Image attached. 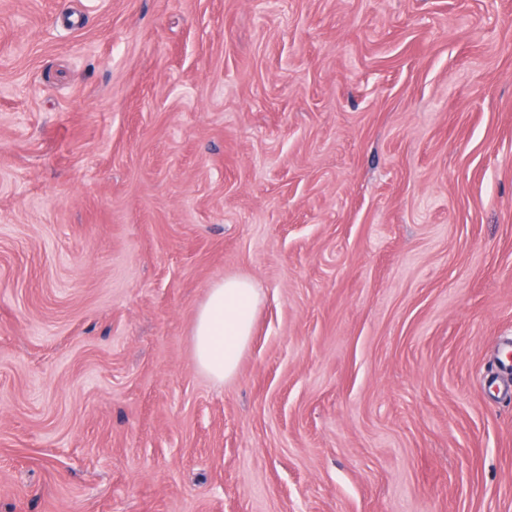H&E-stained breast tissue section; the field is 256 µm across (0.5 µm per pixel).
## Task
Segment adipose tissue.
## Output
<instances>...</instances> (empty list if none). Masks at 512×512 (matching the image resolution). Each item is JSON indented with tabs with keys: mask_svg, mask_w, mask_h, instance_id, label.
<instances>
[{
	"mask_svg": "<svg viewBox=\"0 0 512 512\" xmlns=\"http://www.w3.org/2000/svg\"><path fill=\"white\" fill-rule=\"evenodd\" d=\"M260 304L259 289L245 277H227L209 289L191 332L193 359L202 373L218 382L235 377Z\"/></svg>",
	"mask_w": 512,
	"mask_h": 512,
	"instance_id": "1",
	"label": "adipose tissue"
}]
</instances>
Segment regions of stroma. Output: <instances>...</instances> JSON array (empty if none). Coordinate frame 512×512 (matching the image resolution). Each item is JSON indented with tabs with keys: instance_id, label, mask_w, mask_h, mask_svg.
Instances as JSON below:
<instances>
[{
	"instance_id": "35a3bbf8",
	"label": "stroma",
	"mask_w": 512,
	"mask_h": 512,
	"mask_svg": "<svg viewBox=\"0 0 512 512\" xmlns=\"http://www.w3.org/2000/svg\"><path fill=\"white\" fill-rule=\"evenodd\" d=\"M511 346L512 0H0V512H512ZM260 304L259 289L246 277H226L209 288L191 332L193 359L202 373L217 382L235 377Z\"/></svg>"
}]
</instances>
